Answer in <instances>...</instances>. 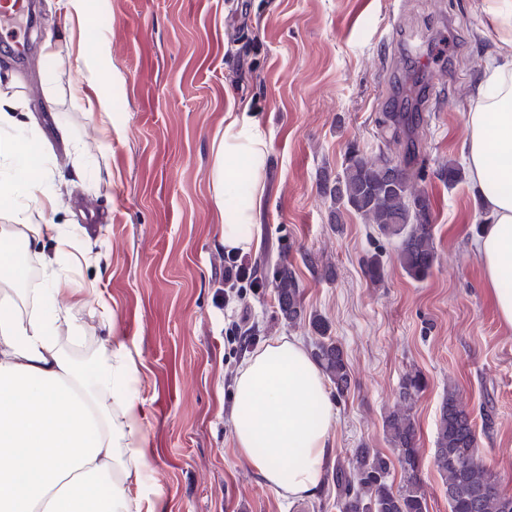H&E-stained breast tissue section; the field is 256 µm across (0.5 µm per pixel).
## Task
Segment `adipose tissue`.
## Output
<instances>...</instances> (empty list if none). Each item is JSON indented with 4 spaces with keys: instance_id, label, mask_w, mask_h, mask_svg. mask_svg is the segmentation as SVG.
<instances>
[{
    "instance_id": "ef3b65f1",
    "label": "adipose tissue",
    "mask_w": 512,
    "mask_h": 512,
    "mask_svg": "<svg viewBox=\"0 0 512 512\" xmlns=\"http://www.w3.org/2000/svg\"><path fill=\"white\" fill-rule=\"evenodd\" d=\"M501 51L486 67L478 99L466 114L465 159L488 224L475 242L484 285L502 326L512 329V0H481ZM23 98L0 105V160L29 171L38 160L16 132ZM213 203L226 248L249 249L253 210L263 193L266 133L248 106L224 116L212 144ZM70 240L55 224L0 226V512H139L132 485L147 468L140 407L132 388L137 364L121 344L88 364L65 354L55 336L87 289L56 300L58 271L46 275L40 308L17 286L12 250L21 232ZM234 450L278 496H314L326 473L335 414L322 372L303 341L280 337L258 348L238 372ZM110 485L102 507L98 487Z\"/></svg>"
}]
</instances>
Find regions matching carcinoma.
<instances>
[{
    "mask_svg": "<svg viewBox=\"0 0 512 512\" xmlns=\"http://www.w3.org/2000/svg\"><path fill=\"white\" fill-rule=\"evenodd\" d=\"M418 174L387 158L369 160L358 149L348 151L334 185L324 187L336 215L354 211L367 224L376 225L385 237L399 239L397 258L409 277L422 281L438 261L430 224V203L417 188ZM259 278L273 288L281 319L293 326L304 318L301 285L288 262L263 255L257 262ZM317 335L312 356L322 374L342 397L352 377L342 346L329 336V325L320 316L311 320ZM425 387L421 372L407 373L400 384L397 408L385 417L388 442L397 453L403 472L398 487L390 483L391 460L372 448H356L347 464L332 471L338 512H428L420 478L418 429L406 414L410 403ZM434 465L448 491L450 512H512V496L503 493L485 467L477 448L474 422L456 390L440 407Z\"/></svg>",
    "mask_w": 512,
    "mask_h": 512,
    "instance_id": "carcinoma-1",
    "label": "carcinoma"
}]
</instances>
